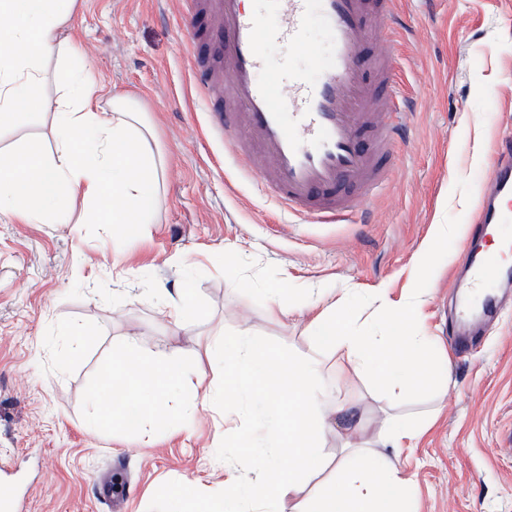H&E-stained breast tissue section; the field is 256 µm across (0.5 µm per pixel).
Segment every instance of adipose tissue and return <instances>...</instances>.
<instances>
[{
	"label": "adipose tissue",
	"mask_w": 512,
	"mask_h": 512,
	"mask_svg": "<svg viewBox=\"0 0 512 512\" xmlns=\"http://www.w3.org/2000/svg\"><path fill=\"white\" fill-rule=\"evenodd\" d=\"M76 0H0V129L15 124L54 79L50 65L74 53L66 35ZM99 87L86 79L66 85L56 100L53 151L36 142L0 148V218L24 224L63 216L82 200L90 220L121 224L127 232L151 223L158 191V162L148 146L151 127L139 104L117 96L99 104ZM380 335H372L347 304H325L307 327L315 343L340 353L346 367L366 375L392 398L422 390L433 373L430 338L418 304L382 299ZM224 372L225 393L247 396L263 413L267 432L251 450L258 480L217 501L198 500L191 487L178 496L192 512H246L250 503L275 512L300 479L324 464L322 441L331 425L317 385L318 367L296 354L270 352L248 328L225 336L224 352L212 358ZM202 372L174 351L113 362L102 395L109 406L101 423L121 422L113 385L145 411L151 429L164 428V402L175 386L197 388ZM410 481L383 455L358 448L336 461V480L316 497L297 500L292 512H404Z\"/></svg>",
	"instance_id": "1"
}]
</instances>
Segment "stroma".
Instances as JSON below:
<instances>
[{"mask_svg": "<svg viewBox=\"0 0 512 512\" xmlns=\"http://www.w3.org/2000/svg\"><path fill=\"white\" fill-rule=\"evenodd\" d=\"M78 4L69 31L76 53L61 80L86 74L138 99L164 165L154 221L138 238L121 224L87 223L79 202L63 224L0 219V459L12 462L28 512H175L182 484L208 500L255 481L260 472L239 443L263 437L264 417L235 411L230 395L205 399L224 388L209 354L242 327L271 352L318 361L324 406L351 400L373 452L381 450L377 418L424 426L416 447L391 456L412 480L413 512H512V279L497 288L504 309L478 321L470 354L454 353L480 187L494 143L512 134V0H439L426 10L402 0L412 28L402 62L412 122L405 160L369 202L364 224L301 222L241 172L190 80L183 0ZM307 39L266 43L260 80L288 61L316 77L309 50L330 44L315 22ZM32 139L53 147L50 114L34 110L0 130V147ZM438 224L469 232L437 240ZM274 288L293 300L290 316L270 314ZM347 289L366 319L381 297L421 298L433 339L427 391L388 402L366 376L346 371L340 354L311 341L315 305ZM183 291L201 310L188 334L159 313ZM80 326L92 334L77 343L71 333ZM131 339L141 355L175 349L204 370L203 386L166 396L171 409L193 405L191 419L154 434L92 423L93 396ZM94 474L128 484L122 503L98 500Z\"/></svg>", "mask_w": 512, "mask_h": 512, "instance_id": "35a3bbf8", "label": "stroma"}]
</instances>
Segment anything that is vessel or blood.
Listing matches in <instances>:
<instances>
[{
    "mask_svg": "<svg viewBox=\"0 0 512 512\" xmlns=\"http://www.w3.org/2000/svg\"><path fill=\"white\" fill-rule=\"evenodd\" d=\"M192 79L214 126L222 130L265 194L312 224L353 222L386 186L401 162L408 133L407 96L397 74L402 60L373 54V40L405 39L400 0H275L272 22L249 13L243 0H185ZM319 21L331 50L320 74L280 72L286 91L261 82L262 43L299 45ZM512 137L497 148L481 188V222L511 212Z\"/></svg>",
    "mask_w": 512,
    "mask_h": 512,
    "instance_id": "1",
    "label": "vessel or blood"
}]
</instances>
